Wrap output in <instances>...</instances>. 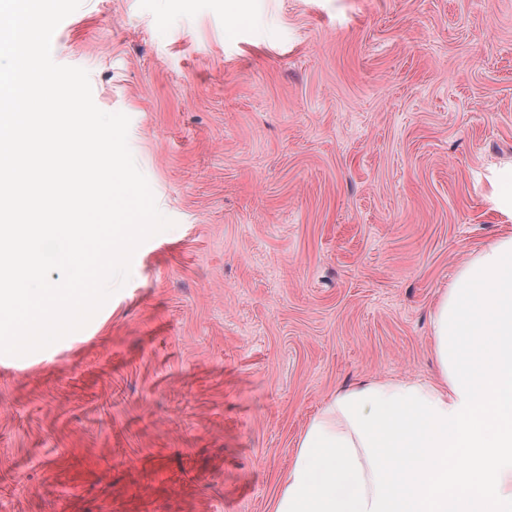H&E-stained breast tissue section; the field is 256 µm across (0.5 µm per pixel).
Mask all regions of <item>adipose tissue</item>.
<instances>
[{
    "instance_id": "ef3b65f1",
    "label": "adipose tissue",
    "mask_w": 512,
    "mask_h": 512,
    "mask_svg": "<svg viewBox=\"0 0 512 512\" xmlns=\"http://www.w3.org/2000/svg\"><path fill=\"white\" fill-rule=\"evenodd\" d=\"M435 380L330 397L271 512H512V234L475 252L432 313Z\"/></svg>"
}]
</instances>
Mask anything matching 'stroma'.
<instances>
[{
    "label": "stroma",
    "instance_id": "1",
    "mask_svg": "<svg viewBox=\"0 0 512 512\" xmlns=\"http://www.w3.org/2000/svg\"><path fill=\"white\" fill-rule=\"evenodd\" d=\"M52 57L173 225L0 358V512H269L333 392L433 380L440 290L512 233V0H82ZM491 184L489 201L512 221V165L494 171Z\"/></svg>",
    "mask_w": 512,
    "mask_h": 512
}]
</instances>
